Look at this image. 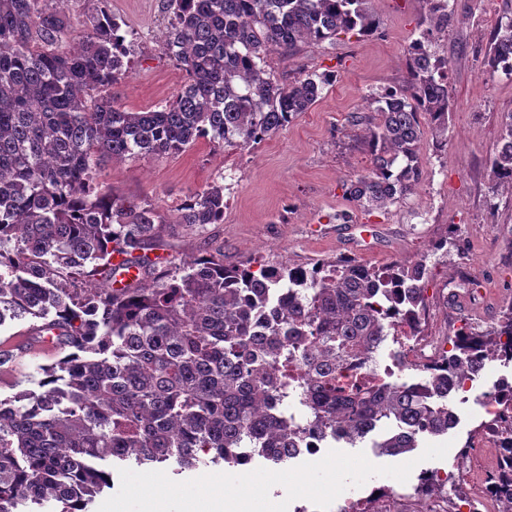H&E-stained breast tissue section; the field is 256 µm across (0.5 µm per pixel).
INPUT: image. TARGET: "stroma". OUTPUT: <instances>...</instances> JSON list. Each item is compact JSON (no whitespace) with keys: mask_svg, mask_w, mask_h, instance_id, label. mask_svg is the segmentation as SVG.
Listing matches in <instances>:
<instances>
[{"mask_svg":"<svg viewBox=\"0 0 512 512\" xmlns=\"http://www.w3.org/2000/svg\"><path fill=\"white\" fill-rule=\"evenodd\" d=\"M380 26L371 36L342 33L322 45L268 59L277 78L290 82L305 74L336 76L322 99L267 141L245 149L203 140L175 156L104 160L101 174L114 194L154 208L167 251L184 259L223 247L224 263L254 259L291 267L352 258L380 268L392 262L424 263L425 332L450 335L461 319L480 331L496 326L512 306V188L497 185L491 159L503 135L502 117L512 112V79L488 80L486 54L498 19L512 0H449L448 28L432 49L447 63L452 112L448 144L432 137L420 147L422 180L407 198L370 212L347 199L351 175L370 163L360 128L350 113L363 111L368 94L402 84L405 49L427 28L422 0H369ZM127 33L131 72L112 86L115 102L131 110L172 99L183 74L160 48L163 0H109ZM218 181L224 185V221L199 232L177 224V210L189 191ZM60 350L16 353L0 379V399L35 390L42 369ZM476 400L461 406V421L449 438L444 459L414 462L406 482L371 477L344 491L329 512H344L348 500L392 485V512H407L406 494L419 472L463 463L476 475L496 462L497 449L458 460L457 451L481 430Z\"/></svg>","mask_w":512,"mask_h":512,"instance_id":"obj_1","label":"stroma"}]
</instances>
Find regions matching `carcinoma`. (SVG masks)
<instances>
[{
    "label": "carcinoma",
    "mask_w": 512,
    "mask_h": 512,
    "mask_svg": "<svg viewBox=\"0 0 512 512\" xmlns=\"http://www.w3.org/2000/svg\"><path fill=\"white\" fill-rule=\"evenodd\" d=\"M65 0H0V326L40 318L17 346L46 336L68 352L42 368L41 391L0 399V512H90L112 482L108 466L172 463L234 468L238 453L291 459L288 437L308 428L352 448L377 432L381 455L448 433L440 408L457 372L512 341V308L498 326L457 328L441 375L422 388L401 378L337 380L339 366L377 362L392 330H418L424 265L375 269L224 266V256L175 261L158 215L99 181L105 158L179 154L201 139L249 147L311 109L335 75L288 84L268 57L377 29L367 0H165L164 53L184 73L173 99L131 111L112 100L127 77L126 35L106 7L76 28ZM429 27L407 49L405 84L367 98L371 167L349 183L363 210L420 184L424 135L448 145L446 62L431 51L448 0H422ZM488 75L512 78V16L498 23ZM493 159L512 188V113ZM176 223H224V185L190 192ZM512 512V444L494 475Z\"/></svg>",
    "instance_id": "1"
}]
</instances>
